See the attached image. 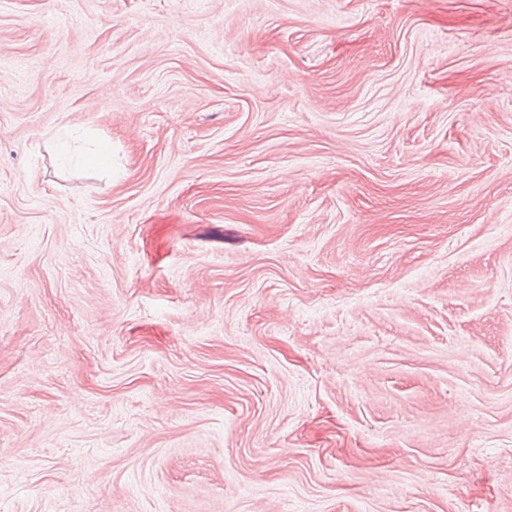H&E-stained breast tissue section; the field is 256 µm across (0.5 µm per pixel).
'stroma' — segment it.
<instances>
[{
    "instance_id": "35a3bbf8",
    "label": "stroma",
    "mask_w": 512,
    "mask_h": 512,
    "mask_svg": "<svg viewBox=\"0 0 512 512\" xmlns=\"http://www.w3.org/2000/svg\"><path fill=\"white\" fill-rule=\"evenodd\" d=\"M0 512H512V0H0Z\"/></svg>"
}]
</instances>
